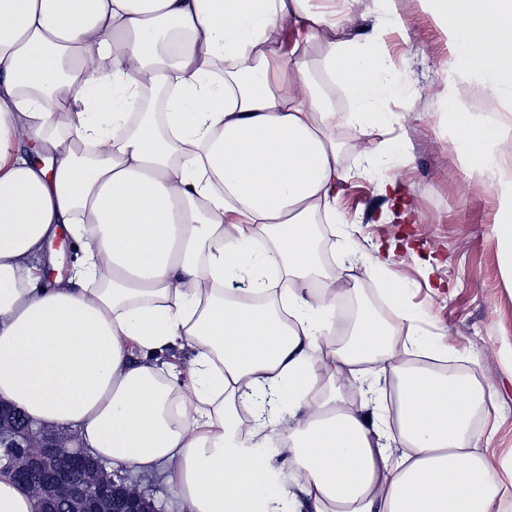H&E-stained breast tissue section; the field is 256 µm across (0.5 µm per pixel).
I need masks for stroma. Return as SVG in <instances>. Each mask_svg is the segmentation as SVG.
<instances>
[{
    "mask_svg": "<svg viewBox=\"0 0 512 512\" xmlns=\"http://www.w3.org/2000/svg\"><path fill=\"white\" fill-rule=\"evenodd\" d=\"M360 3L357 13L322 29L309 43L314 80L334 97L337 110L351 109L342 85L324 69L323 46L376 32L389 66L409 93L390 100L395 115L390 125L363 135L351 125L336 128L342 165L350 172L338 204L356 225L358 255L373 254L379 246L390 250V269L408 283L405 299L420 314L419 336L443 338L448 345L444 364L469 368L471 381L492 391L471 441L500 480L502 464L512 456V280L502 273L494 231V180L470 174L445 115L449 95L477 116L485 115L488 97L478 79L452 71L448 36L425 0H394L390 22L375 0ZM393 139L405 143L406 157L372 171L361 169L363 151ZM325 268L342 273L354 295H368L382 316L393 319L384 282L366 276L360 262L344 264L340 251L332 249Z\"/></svg>",
    "mask_w": 512,
    "mask_h": 512,
    "instance_id": "1",
    "label": "stroma"
}]
</instances>
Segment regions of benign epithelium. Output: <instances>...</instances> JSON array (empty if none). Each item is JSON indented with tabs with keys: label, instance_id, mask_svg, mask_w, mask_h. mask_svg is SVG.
<instances>
[{
	"label": "benign epithelium",
	"instance_id": "obj_1",
	"mask_svg": "<svg viewBox=\"0 0 512 512\" xmlns=\"http://www.w3.org/2000/svg\"><path fill=\"white\" fill-rule=\"evenodd\" d=\"M39 442L40 452L27 451ZM3 469L36 495L38 512H154L144 494L115 479L72 436L37 427L21 413L0 410Z\"/></svg>",
	"mask_w": 512,
	"mask_h": 512
}]
</instances>
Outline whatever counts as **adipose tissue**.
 <instances>
[{"label":"adipose tissue","instance_id":"obj_1","mask_svg":"<svg viewBox=\"0 0 512 512\" xmlns=\"http://www.w3.org/2000/svg\"><path fill=\"white\" fill-rule=\"evenodd\" d=\"M425 2L454 72L512 98V0ZM328 23L307 0H0V402L163 472L181 512H502L466 434L484 389L396 360L416 313L388 253L364 266L397 322L364 308L327 340L345 285L319 240L349 175L332 131L388 122L399 93L374 36L333 41L337 111L306 59ZM285 26L302 38L284 56L267 42ZM447 117L469 171L497 176L512 279V124L453 97ZM62 230L84 243L65 275ZM175 346L187 370L159 362ZM368 361L396 379L369 417L336 386Z\"/></svg>","mask_w":512,"mask_h":512}]
</instances>
